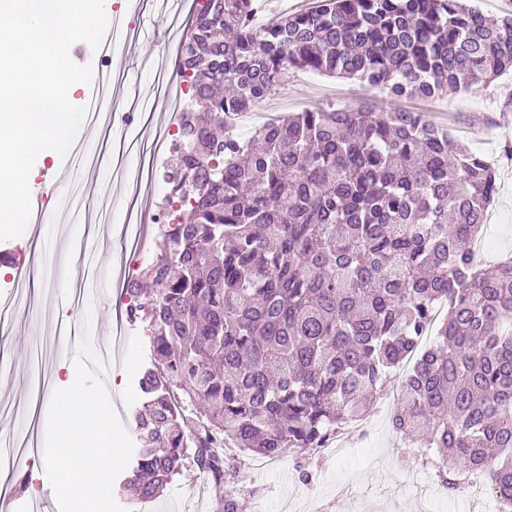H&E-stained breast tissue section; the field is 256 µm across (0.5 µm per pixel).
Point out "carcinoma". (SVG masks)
Returning <instances> with one entry per match:
<instances>
[{"mask_svg":"<svg viewBox=\"0 0 512 512\" xmlns=\"http://www.w3.org/2000/svg\"><path fill=\"white\" fill-rule=\"evenodd\" d=\"M509 68L512 17L467 0H317L276 22L255 0H208L180 60L206 111L183 112L172 173L195 200L150 275L154 364L127 478L140 500L187 459L232 484L226 443L267 458L322 447L413 355L395 432L446 451L447 490L484 471L512 507V263L488 272L470 249L495 171L397 108L317 107L247 143L212 132L291 69L399 99ZM442 302L438 342L421 351Z\"/></svg>","mask_w":512,"mask_h":512,"instance_id":"cac0c4a2","label":"carcinoma"}]
</instances>
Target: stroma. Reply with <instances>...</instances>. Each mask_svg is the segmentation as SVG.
I'll return each mask as SVG.
<instances>
[{
    "label": "stroma",
    "instance_id": "obj_1",
    "mask_svg": "<svg viewBox=\"0 0 512 512\" xmlns=\"http://www.w3.org/2000/svg\"><path fill=\"white\" fill-rule=\"evenodd\" d=\"M113 8L130 12L137 39L126 48L130 58L123 81L129 93L125 104H132L133 90L159 96L153 61L164 42L159 18L152 0H112ZM367 105L375 111L396 106L419 112L431 122L447 129L450 136L468 150L481 155L497 173V193L489 207L482 233L490 249L482 263L493 266L512 260V71L476 90L443 91L430 99H389L385 92L355 80L328 78L317 73L293 70L287 81L271 96L255 103L258 111L294 115L316 106ZM91 239L98 251L104 274H111L116 251L108 240L104 225L83 227L81 235H61L57 224L46 223L38 230H25L22 236L0 242V300L10 294V280L16 269L38 267L47 260L59 268L58 286L36 289L35 304L19 315L12 331L0 335V354H10L12 387L0 389V402L26 397L28 376L34 362H41L51 377L52 388H59L64 364L74 353L62 346L46 359H37L33 341L37 333L58 321L59 317L84 320L92 316L95 331H106L116 309V290L93 298L92 309L73 307L62 299L61 288L75 277L71 249L81 238ZM123 361L113 370L106 384L113 407L131 438H138L133 416L140 410L143 395L138 381L153 359L149 321L143 315L128 318ZM411 361H404L394 372L386 392L377 397L362 426L355 429L338 451L319 455L306 451L300 457L283 456L267 466H257L252 456L238 454L234 466L246 469L238 481L239 512H311L313 502L324 505L325 512H502V505L489 494L473 496L467 492L441 493L436 476V455L422 456L392 430L395 412L390 393L399 392ZM415 458L422 481L419 487L399 484L396 471L402 460ZM207 473L193 461H186L159 496L153 500L154 512H216L215 493L201 494L209 483ZM51 485L42 460L31 461L8 491L11 512H26L32 497L49 498Z\"/></svg>",
    "mask_w": 512,
    "mask_h": 512
}]
</instances>
